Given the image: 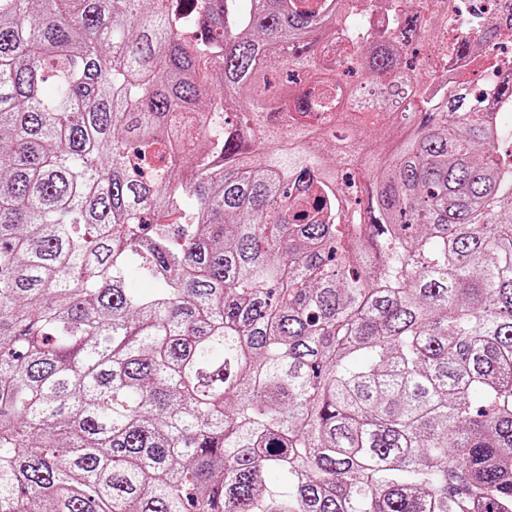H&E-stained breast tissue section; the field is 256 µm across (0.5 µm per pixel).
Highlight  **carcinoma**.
<instances>
[{"label":"carcinoma","instance_id":"obj_1","mask_svg":"<svg viewBox=\"0 0 512 512\" xmlns=\"http://www.w3.org/2000/svg\"><path fill=\"white\" fill-rule=\"evenodd\" d=\"M176 2L0 0V512H512V8ZM492 69L481 70L478 73L481 81L480 93L485 97H492L495 94V81L504 74L512 71V54L505 53L492 57Z\"/></svg>","mask_w":512,"mask_h":512}]
</instances>
